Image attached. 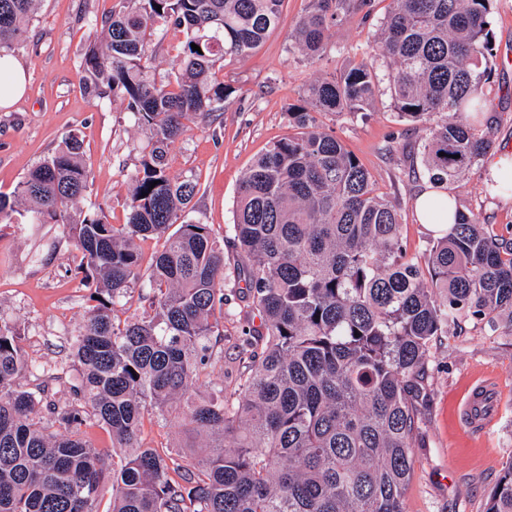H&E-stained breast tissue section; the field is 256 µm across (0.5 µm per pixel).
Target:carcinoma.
<instances>
[{"instance_id": "cac0c4a2", "label": "carcinoma", "mask_w": 512, "mask_h": 512, "mask_svg": "<svg viewBox=\"0 0 512 512\" xmlns=\"http://www.w3.org/2000/svg\"><path fill=\"white\" fill-rule=\"evenodd\" d=\"M36 2L0 0V59L27 31ZM372 2L308 0L295 48L320 59L329 32L369 18ZM283 3L118 0L95 21L100 36L81 61L85 90L126 102L150 138L123 224L101 211L72 219L89 184L75 134L11 194L0 192L1 224L75 230L80 286L95 302L68 355L74 400L65 406L43 385L18 383L28 368L21 335L0 325V512H95L108 483L112 512H403L412 400L430 343L462 318L512 322V238L458 208L424 263L408 257L397 205L315 125L314 112L370 108L384 82L400 117L448 114L421 143L431 180L458 183L487 153L480 123L493 104V0H390L374 56L308 84L288 113L292 132L244 173L232 227L245 257L238 278L260 325L247 326L236 345L233 392L194 390L224 342V252L207 225L184 220L199 189L170 174L168 155L189 122L220 111L234 93L215 78L216 64L255 53ZM162 22L184 41L159 83L148 47ZM149 237L163 244L150 266L148 308L118 321L116 307L139 277L136 241ZM149 411L183 427L186 456L144 445ZM89 418L112 433L119 464L85 440ZM487 512H512V460Z\"/></svg>"}]
</instances>
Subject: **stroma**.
I'll return each mask as SVG.
<instances>
[{
	"instance_id": "1",
	"label": "stroma",
	"mask_w": 512,
	"mask_h": 512,
	"mask_svg": "<svg viewBox=\"0 0 512 512\" xmlns=\"http://www.w3.org/2000/svg\"><path fill=\"white\" fill-rule=\"evenodd\" d=\"M390 0H376L367 24L349 23L332 30L322 60L309 63L293 46L292 32L307 0H285L278 28L245 62L217 68L233 89L224 109L191 123L173 145L170 173L198 184L188 218L207 225L224 252V357L200 377L198 391L232 384L236 368L233 344L242 329L258 322L244 285L236 281L242 255L230 230L239 182L258 155L288 132L290 107L300 104L306 84L342 71L368 57ZM117 0H39L27 33L12 56L26 73L25 92L11 106L0 107V192L11 193L44 158L78 135L83 142L89 188L79 210L103 209L110 222L124 223L132 178L140 166L149 132L135 121L125 103L95 99L83 90L80 61L96 37L94 21ZM491 28L496 53L492 75L496 90L482 131L493 150L512 151V0H494ZM317 124L342 140L369 170L377 193L395 202L402 216V236L409 250L422 254L430 229L421 224L413 200L424 172L417 148L424 124L399 116L388 94H379L367 111L319 112ZM487 164L479 162L451 190L461 208L478 214L495 232L512 237V196L489 191ZM140 273L117 315L142 313L149 292L147 275L159 247L138 241ZM81 254L69 228L45 225L37 234H20L0 224V322L15 327L29 369L23 388L48 383L58 404L71 401L67 378L46 382L45 372L64 362L88 309L80 288ZM428 376L418 406L413 437L414 469L405 491L404 512H486L489 494L512 460V324L497 328L466 322L433 342ZM493 382L494 424L485 430L464 421L462 406L481 383ZM140 437L160 454L183 445L179 428L156 413L145 415Z\"/></svg>"
}]
</instances>
